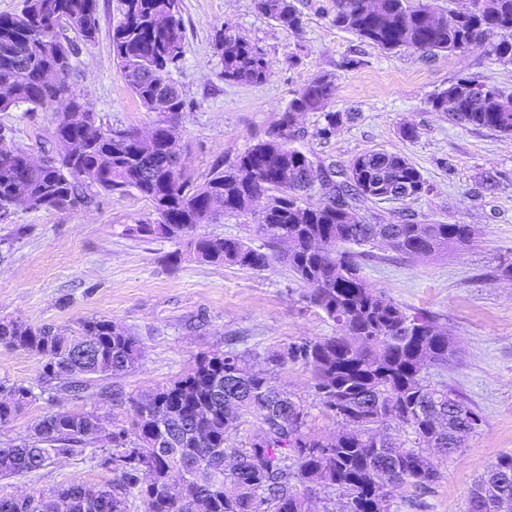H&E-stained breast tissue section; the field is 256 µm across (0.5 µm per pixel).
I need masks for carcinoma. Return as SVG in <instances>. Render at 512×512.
<instances>
[{
    "instance_id": "1",
    "label": "carcinoma",
    "mask_w": 512,
    "mask_h": 512,
    "mask_svg": "<svg viewBox=\"0 0 512 512\" xmlns=\"http://www.w3.org/2000/svg\"><path fill=\"white\" fill-rule=\"evenodd\" d=\"M336 0L332 22L386 51L463 53L490 35L491 51L512 65V0ZM257 8L290 31L301 28L294 0H257ZM123 18L112 29V56L127 87L148 112L158 114L153 150L145 151L134 129L90 127L89 112L55 113L49 134L52 157L39 167L27 151L0 138V218L24 201L29 209L70 210L91 202V192L136 189L153 207V218L135 225L141 237L168 239L179 249L177 265L190 258L263 271L278 261L309 289V300L336 323V335L301 338L265 356L268 369L250 368L234 351L202 354L184 376L137 397L108 383L138 362L137 341L104 316L79 321L68 336L52 325L0 321V346L38 355L41 386L78 398L87 392L129 404L131 424L103 434L97 415L59 408L33 425L28 435L0 448V478L42 470L49 461L104 444L100 466L112 483H61L53 495L66 512H128L129 498L145 512H309L307 492L323 493V512H391L392 489L427 488L441 477L438 460L425 449L442 443L445 459L467 447L479 414L446 385L426 378L431 367L448 364L451 343L433 319L410 314L373 289L360 275L355 253L345 244L387 245L409 258H425L450 245L470 242L466 224H362L348 201L406 200L426 190L424 178L405 157L384 151L360 154L346 171L314 166L290 146L297 115L324 112L328 135L336 113L325 108L335 95L327 75L309 79L288 103L269 139L254 145L228 167L214 166L195 186L173 166L169 141L178 137L186 110L170 69L183 53L178 0H123ZM97 0H25L23 9L0 16V112L21 103L51 108L68 97L89 107L70 83L74 60L59 80L47 83L53 48L74 40L92 43ZM224 80L262 82L268 62L257 46L224 30L216 37ZM432 109L481 128L512 134V95L478 75L458 79L429 99ZM341 179H335V175ZM327 202L303 197L316 187ZM265 202L258 232L269 246L292 240L284 254L267 252L239 238L200 235L197 230L225 215L239 216ZM91 342L97 357L83 363L75 346ZM300 363L313 375L322 406L340 423L329 437L307 426L301 401L282 389L278 369ZM36 400L23 382L0 383V424L14 420ZM253 419L246 441L233 436L236 423ZM392 423L409 427L416 446L404 448L381 434ZM474 487L486 488L498 509L512 512V454L500 455ZM52 502L34 495L0 498V512H51Z\"/></svg>"
}]
</instances>
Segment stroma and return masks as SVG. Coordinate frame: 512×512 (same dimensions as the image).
<instances>
[{
  "mask_svg": "<svg viewBox=\"0 0 512 512\" xmlns=\"http://www.w3.org/2000/svg\"><path fill=\"white\" fill-rule=\"evenodd\" d=\"M297 6L302 27L292 33L260 13L255 0H181L183 53L171 70L189 102L179 124L180 162L192 181L202 182L216 164H232L266 140L295 91L327 74L336 84L329 109L340 122L323 138L317 134L323 114L300 115L292 147L337 171L369 150L398 153L427 184L416 199L358 206L360 220L471 225L472 241L463 248L411 259L384 246L363 247L357 258L373 288L408 312L427 311L447 333L454 356L428 377L460 392L481 417L467 447L442 461L439 481L428 489L397 488L393 510L465 512L474 481L498 456L512 453V278L501 274L512 263V135L457 122L428 100L471 74L512 95V65L497 62L486 41L461 55L387 52L336 28L334 0ZM121 9V0H98L96 40L77 43L73 80L103 125L144 132L157 115L141 107L112 58ZM227 27L263 51L269 70L261 83L225 81L215 39ZM53 118L52 110L23 104L0 112V127L36 152ZM406 126L416 138L403 136ZM151 214V202L130 190L96 195L74 210L19 209L0 220V320L72 329L85 317L115 320L142 351L135 368L114 380L129 395L177 378L204 353L261 354L335 335V323L309 303L307 286L286 263L260 272L192 260L170 264L176 243L127 233ZM41 368L40 356L0 347V381L33 385ZM278 377L303 399L313 431L336 432L335 418L315 397L310 369L290 363ZM58 408L96 410L107 427L130 417L126 406L46 391L0 425V448ZM101 454L89 447L38 472L0 479V498L47 494L65 481L111 482Z\"/></svg>",
  "mask_w": 512,
  "mask_h": 512,
  "instance_id": "1",
  "label": "stroma"
}]
</instances>
